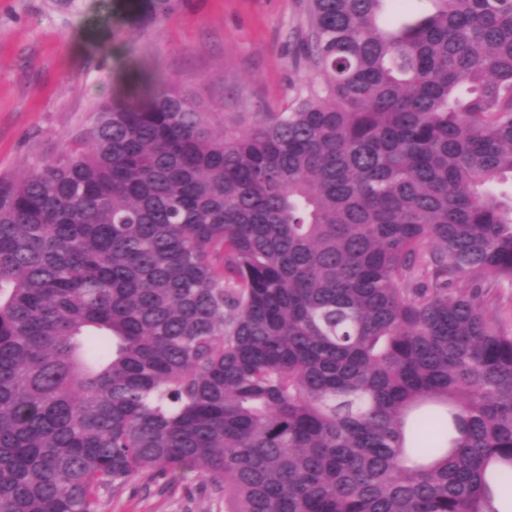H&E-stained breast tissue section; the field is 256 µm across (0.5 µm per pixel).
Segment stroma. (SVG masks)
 Returning a JSON list of instances; mask_svg holds the SVG:
<instances>
[{
    "label": "stroma",
    "instance_id": "35a3bbf8",
    "mask_svg": "<svg viewBox=\"0 0 512 512\" xmlns=\"http://www.w3.org/2000/svg\"><path fill=\"white\" fill-rule=\"evenodd\" d=\"M309 8L172 0L149 23V0H0V174L56 156L137 67L186 89L217 134L225 120L285 110L321 82L304 50ZM100 512H224V501L194 474L162 488L138 477L103 493Z\"/></svg>",
    "mask_w": 512,
    "mask_h": 512
}]
</instances>
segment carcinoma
I'll list each match as a JSON object with an SVG mask.
<instances>
[{
    "instance_id": "carcinoma-1",
    "label": "carcinoma",
    "mask_w": 512,
    "mask_h": 512,
    "mask_svg": "<svg viewBox=\"0 0 512 512\" xmlns=\"http://www.w3.org/2000/svg\"><path fill=\"white\" fill-rule=\"evenodd\" d=\"M311 0L322 84L212 134L127 90L0 178V512L193 473L224 512H502L512 0ZM429 0H388L385 19L399 22L405 18L424 14L433 9ZM495 283H485L481 288L485 296V310L487 316L498 327L512 330V287L485 288Z\"/></svg>"
}]
</instances>
